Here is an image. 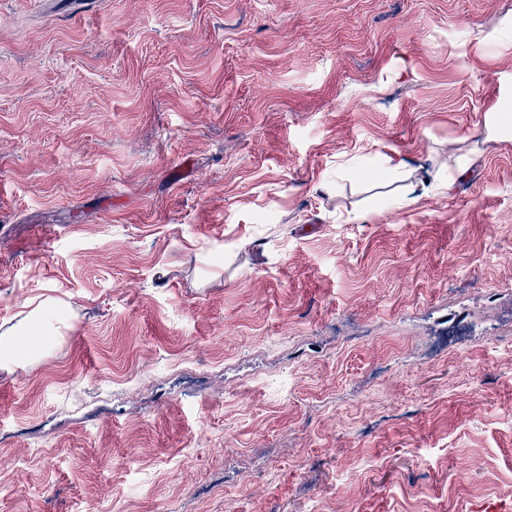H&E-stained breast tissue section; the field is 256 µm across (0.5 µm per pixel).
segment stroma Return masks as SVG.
Returning a JSON list of instances; mask_svg holds the SVG:
<instances>
[{
    "label": "stroma",
    "instance_id": "35a3bbf8",
    "mask_svg": "<svg viewBox=\"0 0 512 512\" xmlns=\"http://www.w3.org/2000/svg\"><path fill=\"white\" fill-rule=\"evenodd\" d=\"M500 112L512 0H0V512L512 508ZM19 332L13 331L11 334H3L0 337V363L17 364L21 361L31 359L38 355L40 348L25 347L23 350L18 346L17 340L23 336Z\"/></svg>",
    "mask_w": 512,
    "mask_h": 512
}]
</instances>
